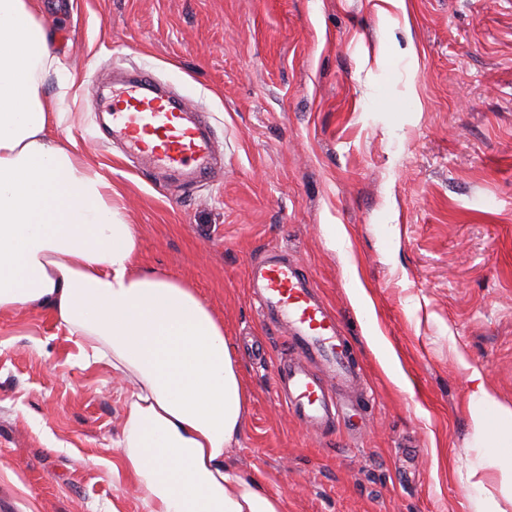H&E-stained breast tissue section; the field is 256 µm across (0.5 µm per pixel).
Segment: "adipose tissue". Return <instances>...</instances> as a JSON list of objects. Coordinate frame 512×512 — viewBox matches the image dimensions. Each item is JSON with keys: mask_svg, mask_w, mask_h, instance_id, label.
<instances>
[{"mask_svg": "<svg viewBox=\"0 0 512 512\" xmlns=\"http://www.w3.org/2000/svg\"><path fill=\"white\" fill-rule=\"evenodd\" d=\"M61 66L30 0H0V313L48 312L126 383L120 466L147 512H284L225 455L246 396L223 322L138 266L110 179L58 136L41 85Z\"/></svg>", "mask_w": 512, "mask_h": 512, "instance_id": "obj_1", "label": "adipose tissue"}]
</instances>
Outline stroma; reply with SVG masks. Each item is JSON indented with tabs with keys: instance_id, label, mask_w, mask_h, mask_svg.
I'll return each instance as SVG.
<instances>
[{
	"instance_id": "obj_1",
	"label": "stroma",
	"mask_w": 512,
	"mask_h": 512,
	"mask_svg": "<svg viewBox=\"0 0 512 512\" xmlns=\"http://www.w3.org/2000/svg\"><path fill=\"white\" fill-rule=\"evenodd\" d=\"M73 86L48 77L85 159L112 169L140 267L224 324L247 403L228 455L286 512H512L476 435L472 374L512 411V0H33ZM147 69L200 110L224 164L185 184L103 132L105 89ZM287 250L366 379L332 434L291 419L250 259ZM362 289L354 301L353 289ZM120 384L46 312L0 314V503L146 512L112 471Z\"/></svg>"
}]
</instances>
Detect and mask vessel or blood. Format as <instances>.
Here are the masks:
<instances>
[{
  "mask_svg": "<svg viewBox=\"0 0 512 512\" xmlns=\"http://www.w3.org/2000/svg\"><path fill=\"white\" fill-rule=\"evenodd\" d=\"M113 137L148 169L168 175L209 173L216 142L188 118L179 101L158 93L149 72L112 87ZM251 299L262 318L280 329L287 345L274 369L276 395L288 414L318 434L339 423L337 389H354L360 366L341 325L310 276L272 248L247 269Z\"/></svg>",
  "mask_w": 512,
  "mask_h": 512,
  "instance_id": "1",
  "label": "vessel or blood"
}]
</instances>
